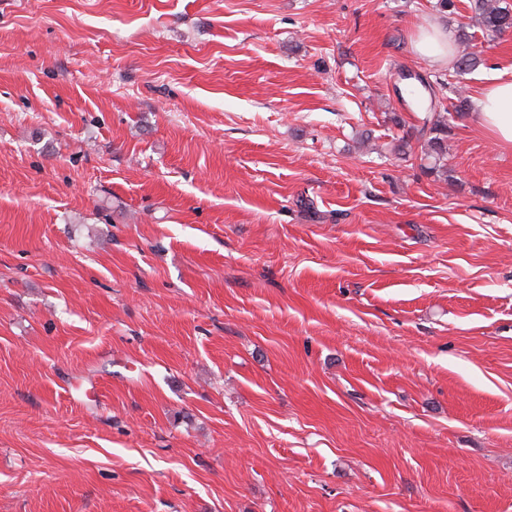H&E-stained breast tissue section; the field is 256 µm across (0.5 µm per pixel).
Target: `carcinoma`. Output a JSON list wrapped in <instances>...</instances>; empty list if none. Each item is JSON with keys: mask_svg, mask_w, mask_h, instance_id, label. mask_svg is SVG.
Instances as JSON below:
<instances>
[{"mask_svg": "<svg viewBox=\"0 0 512 512\" xmlns=\"http://www.w3.org/2000/svg\"><path fill=\"white\" fill-rule=\"evenodd\" d=\"M471 21L490 41L512 29V5L506 0H469ZM484 64L480 54L471 49V39L461 32L448 67V76L456 77L477 69ZM429 92L431 117L425 119L419 135L424 141V158L429 161L425 167L427 175L437 181H448L446 160L448 155V125L456 115L468 107L467 98L457 94L453 100L437 97L429 83H424Z\"/></svg>", "mask_w": 512, "mask_h": 512, "instance_id": "obj_1", "label": "carcinoma"}]
</instances>
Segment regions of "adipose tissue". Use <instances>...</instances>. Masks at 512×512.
<instances>
[{
    "label": "adipose tissue",
    "instance_id": "adipose-tissue-1",
    "mask_svg": "<svg viewBox=\"0 0 512 512\" xmlns=\"http://www.w3.org/2000/svg\"><path fill=\"white\" fill-rule=\"evenodd\" d=\"M476 123L501 147L512 148V81H491L473 96Z\"/></svg>",
    "mask_w": 512,
    "mask_h": 512
}]
</instances>
